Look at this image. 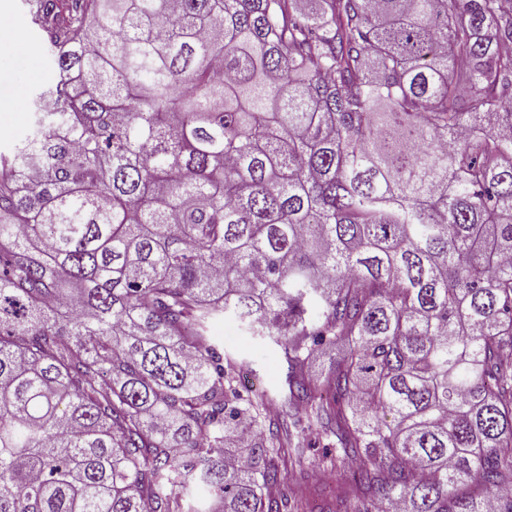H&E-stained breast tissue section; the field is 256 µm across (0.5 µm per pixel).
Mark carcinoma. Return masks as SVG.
I'll use <instances>...</instances> for the list:
<instances>
[{
    "label": "carcinoma",
    "instance_id": "1",
    "mask_svg": "<svg viewBox=\"0 0 512 512\" xmlns=\"http://www.w3.org/2000/svg\"><path fill=\"white\" fill-rule=\"evenodd\" d=\"M32 2L57 79L0 154V512H512V10ZM226 313L349 479L284 487ZM212 335L224 352L244 354L252 360L258 375L249 374L245 381L271 393L279 390L285 371L278 348L269 339L252 336L231 315H224L214 322Z\"/></svg>",
    "mask_w": 512,
    "mask_h": 512
}]
</instances>
